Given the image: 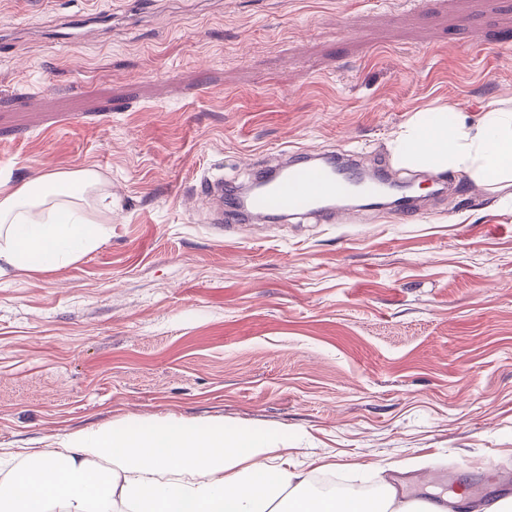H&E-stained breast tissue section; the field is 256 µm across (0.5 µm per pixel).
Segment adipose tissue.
Returning a JSON list of instances; mask_svg holds the SVG:
<instances>
[{
	"label": "adipose tissue",
	"instance_id": "adipose-tissue-1",
	"mask_svg": "<svg viewBox=\"0 0 512 512\" xmlns=\"http://www.w3.org/2000/svg\"><path fill=\"white\" fill-rule=\"evenodd\" d=\"M390 149L405 166L511 180L512 105L490 106L474 122L444 108L415 115ZM101 187L99 173L83 168L0 188V277L55 267L108 239L111 227L90 218ZM120 503L130 512H411L386 481L369 499L315 494L309 474L289 469L258 431L172 420L64 437L0 478V512H115Z\"/></svg>",
	"mask_w": 512,
	"mask_h": 512
}]
</instances>
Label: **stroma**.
Listing matches in <instances>:
<instances>
[{"instance_id": "obj_1", "label": "stroma", "mask_w": 512, "mask_h": 512, "mask_svg": "<svg viewBox=\"0 0 512 512\" xmlns=\"http://www.w3.org/2000/svg\"><path fill=\"white\" fill-rule=\"evenodd\" d=\"M111 14L55 40L62 16ZM512 102V0H0V183L91 168L112 235L0 278V448L179 419L249 427L297 469L417 502L427 477L512 490V185L401 166L419 112ZM357 153L428 201L233 223L192 195L220 168Z\"/></svg>"}]
</instances>
